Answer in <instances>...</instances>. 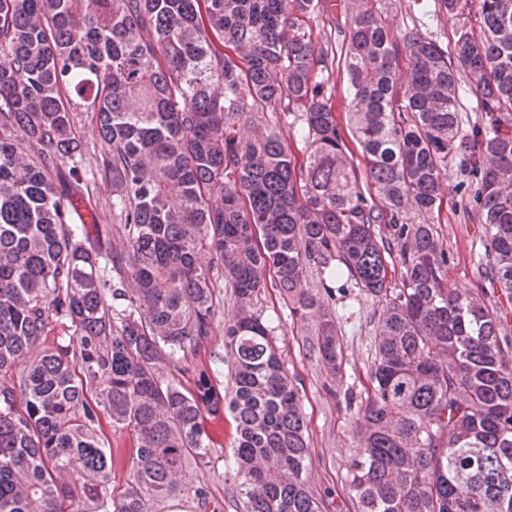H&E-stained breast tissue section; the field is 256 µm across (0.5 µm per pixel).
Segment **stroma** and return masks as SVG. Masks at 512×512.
I'll use <instances>...</instances> for the list:
<instances>
[{
    "instance_id": "35a3bbf8",
    "label": "stroma",
    "mask_w": 512,
    "mask_h": 512,
    "mask_svg": "<svg viewBox=\"0 0 512 512\" xmlns=\"http://www.w3.org/2000/svg\"><path fill=\"white\" fill-rule=\"evenodd\" d=\"M381 11L393 32L402 34L418 26L427 27L432 38L442 47H452L457 31L465 25L474 27V14H448L439 0H434L432 16L414 9L411 0H379ZM444 203L441 213H412L416 224L434 225L447 249L451 264L448 278L453 287L477 290L482 282L481 267L485 262L483 228L476 219L478 206L474 190L467 184L456 162H449L441 182ZM327 307L341 329L344 353L342 374L331 375L317 356L309 350L306 326L298 323L283 305L276 289H267L258 308L265 318L276 322L277 344L289 374L297 376L303 397L302 406L308 431V484L312 489H331L344 493L349 485V463L359 444L356 410L347 408L346 390L363 391L374 358L371 343L378 320V303L351 289L349 295L337 296ZM235 424L224 419V434L211 449L213 465L193 464L187 473L194 484L208 487L220 512H239L240 499L235 478L224 460L232 453Z\"/></svg>"
}]
</instances>
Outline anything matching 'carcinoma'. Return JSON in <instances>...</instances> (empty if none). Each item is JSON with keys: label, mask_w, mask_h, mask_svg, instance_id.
<instances>
[{"label": "carcinoma", "mask_w": 512, "mask_h": 512, "mask_svg": "<svg viewBox=\"0 0 512 512\" xmlns=\"http://www.w3.org/2000/svg\"><path fill=\"white\" fill-rule=\"evenodd\" d=\"M377 2L354 0L337 55L314 36L331 0H0V512H151L186 491L217 512L184 477L226 408L243 512H328L298 379L256 310L269 286L335 375L323 300L354 287L382 306L349 509L512 512V0H442L480 19L451 51L392 35ZM267 112L298 114L303 159ZM450 160L479 179L489 304L449 287L433 225L409 222L440 211ZM222 283L228 394L197 360ZM105 418L133 436L119 495Z\"/></svg>", "instance_id": "obj_1"}]
</instances>
